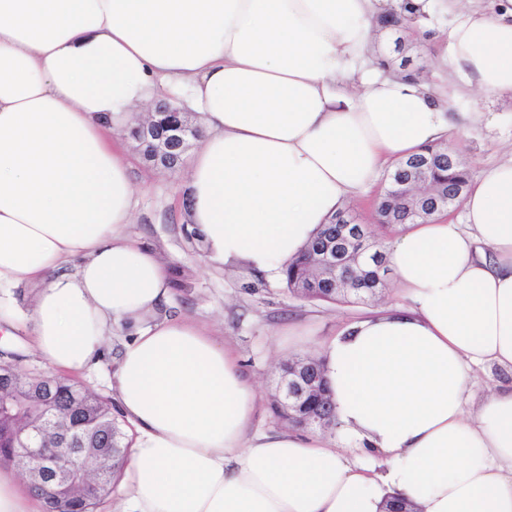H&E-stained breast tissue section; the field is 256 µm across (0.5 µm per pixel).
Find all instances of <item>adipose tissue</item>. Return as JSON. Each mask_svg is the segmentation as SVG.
<instances>
[{
    "label": "adipose tissue",
    "mask_w": 512,
    "mask_h": 512,
    "mask_svg": "<svg viewBox=\"0 0 512 512\" xmlns=\"http://www.w3.org/2000/svg\"><path fill=\"white\" fill-rule=\"evenodd\" d=\"M433 2L0 0V285L41 286L30 316L0 300V326L67 374L120 337L113 390L136 434L119 512H512V159L470 179L463 224L390 240L408 305L324 346L349 453L251 434L254 385L188 318L159 316L168 272L121 232L134 188L107 133L165 95L200 116L184 193L208 257L281 279L382 164L470 120L472 93L512 100V6L458 12L445 93L361 68L376 15L418 26ZM474 366L511 381L469 417Z\"/></svg>",
    "instance_id": "1"
}]
</instances>
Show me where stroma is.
Listing matches in <instances>:
<instances>
[{"label":"stroma","instance_id":"obj_1","mask_svg":"<svg viewBox=\"0 0 512 512\" xmlns=\"http://www.w3.org/2000/svg\"><path fill=\"white\" fill-rule=\"evenodd\" d=\"M453 19V14L435 9L426 21L430 38L412 54L413 66L420 70L423 81L440 93L448 89L444 33ZM470 108L478 112V119L465 134L450 131L449 145L475 171L512 158V101L483 95L476 97ZM112 139L131 165L136 189L134 218L123 232L154 250L165 263L173 285L169 310L185 314L233 349L240 367L257 385L253 432L287 430V423L274 418L270 409L280 364L312 354L353 322L377 309L401 303L398 288L390 284L374 301L345 305L292 296L278 281L266 282L253 292L245 291L244 283L253 278L251 271L204 260L187 237L180 178L144 166L125 132H113ZM120 342V337H112L94 366L73 375V382L112 398Z\"/></svg>","mask_w":512,"mask_h":512}]
</instances>
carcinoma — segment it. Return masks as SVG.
I'll return each mask as SVG.
<instances>
[{
    "mask_svg": "<svg viewBox=\"0 0 512 512\" xmlns=\"http://www.w3.org/2000/svg\"><path fill=\"white\" fill-rule=\"evenodd\" d=\"M381 31L397 34L396 51L401 59H392V72L408 78L417 74L409 68L407 53L418 44L416 38L408 34L410 26L405 24L403 16L390 12L377 18ZM422 159L427 162L426 179L420 172L412 169V162ZM386 179V186L376 202L377 222L382 229L402 224H411L440 215L434 209L423 205L429 194L453 196L463 200L470 177L467 163L447 143L439 141L421 149L394 164ZM356 220L345 210L338 211L328 223L321 225L316 237L304 248L301 255L288 265L283 280L284 288L290 293L310 301L330 303H357L376 298L384 288L383 275L388 269V261L383 247L374 235H369L371 247L355 262V253L360 243L350 245L348 262L334 271L327 268L321 260L322 247L328 239L330 229L338 224H354ZM43 373L30 371L21 375L17 393L26 397L25 410L0 412V464L8 463V457L15 448V433L26 425L36 423L34 408L35 390L40 384ZM81 389V385L63 377H56L45 391L46 404L55 413L56 429L50 433L45 445H56V434L71 433L79 435L89 447L100 448L108 456V477L103 484H92L79 479L67 487L53 489L52 500L59 512H96L101 501L111 492L128 461L131 441L118 417L112 402L96 397L86 405L73 404L72 396ZM322 407L318 400H312L288 411L274 408V413L296 427H304V418L312 411Z\"/></svg>",
    "mask_w": 512,
    "mask_h": 512,
    "instance_id": "obj_1",
    "label": "carcinoma"
}]
</instances>
